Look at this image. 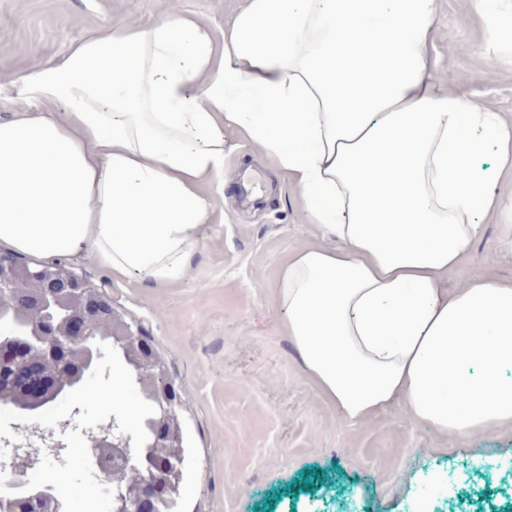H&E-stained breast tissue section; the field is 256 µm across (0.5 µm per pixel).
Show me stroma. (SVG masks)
Segmentation results:
<instances>
[{
    "mask_svg": "<svg viewBox=\"0 0 512 512\" xmlns=\"http://www.w3.org/2000/svg\"><path fill=\"white\" fill-rule=\"evenodd\" d=\"M239 6L181 0L219 37ZM163 8V0H0V84L110 22L146 24ZM437 34L444 78L471 77L481 100L512 121V65L488 62L469 0H442ZM224 138V174L204 186L215 221L182 281L154 288L113 278L91 256L65 260L144 327L182 390L180 512H512L511 427L447 438L412 421L399 400L348 425L320 396L271 296L289 253L320 239L287 175L235 131ZM247 167L265 184L250 200L235 180ZM477 267L512 281L497 222L449 271V288Z\"/></svg>",
    "mask_w": 512,
    "mask_h": 512,
    "instance_id": "stroma-1",
    "label": "stroma"
}]
</instances>
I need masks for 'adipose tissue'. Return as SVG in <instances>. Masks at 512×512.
<instances>
[{
	"mask_svg": "<svg viewBox=\"0 0 512 512\" xmlns=\"http://www.w3.org/2000/svg\"><path fill=\"white\" fill-rule=\"evenodd\" d=\"M486 53L512 51V0H469ZM441 0H243L216 37L162 10L108 24L24 71L0 122V244L94 255L118 278L184 279L212 223L224 131L298 191L321 243L274 285L320 394L358 424L395 400L467 437L512 425V282L448 289L512 201V124L445 84Z\"/></svg>",
	"mask_w": 512,
	"mask_h": 512,
	"instance_id": "1",
	"label": "adipose tissue"
}]
</instances>
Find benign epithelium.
<instances>
[{
  "label": "benign epithelium",
  "mask_w": 512,
  "mask_h": 512,
  "mask_svg": "<svg viewBox=\"0 0 512 512\" xmlns=\"http://www.w3.org/2000/svg\"><path fill=\"white\" fill-rule=\"evenodd\" d=\"M27 302L38 313V319L17 325V331L9 336H0V353H13L14 361L24 366V372L15 378L19 383L17 404L11 409L37 414L56 405L86 380L102 357L95 343L108 337L139 389L156 407L149 420V449L142 451L138 462L131 435L116 431V417L84 431L95 462H100L105 452L112 462L140 475L115 493L113 512H148L155 502L176 495L184 454L173 455L170 450L183 447L179 420L182 394L170 381L165 363L143 327L118 314L102 291L62 264L32 266L16 254L0 252V314ZM33 436L39 448L31 447L28 440L14 446L11 476L5 482L14 493L0 494V512H24L28 504L37 510L62 512V502L53 486L23 490L29 472L43 455L61 462L66 448L53 429L36 426Z\"/></svg>",
  "instance_id": "7a95c632"
}]
</instances>
